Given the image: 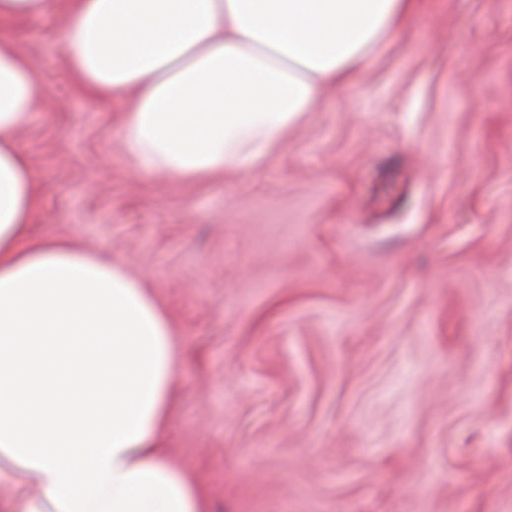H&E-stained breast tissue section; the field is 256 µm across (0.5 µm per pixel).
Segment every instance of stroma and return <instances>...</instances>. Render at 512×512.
Returning <instances> with one entry per match:
<instances>
[{"mask_svg": "<svg viewBox=\"0 0 512 512\" xmlns=\"http://www.w3.org/2000/svg\"><path fill=\"white\" fill-rule=\"evenodd\" d=\"M19 21L33 235L167 311L161 439L210 512H512V0H418L257 174L136 171L125 100Z\"/></svg>", "mask_w": 512, "mask_h": 512, "instance_id": "obj_1", "label": "stroma"}]
</instances>
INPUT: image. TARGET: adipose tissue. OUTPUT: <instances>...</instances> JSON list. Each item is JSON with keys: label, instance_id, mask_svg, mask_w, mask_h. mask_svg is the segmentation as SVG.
<instances>
[{"label": "adipose tissue", "instance_id": "ef3b65f1", "mask_svg": "<svg viewBox=\"0 0 512 512\" xmlns=\"http://www.w3.org/2000/svg\"><path fill=\"white\" fill-rule=\"evenodd\" d=\"M56 0H0V461L36 494L11 512H209L158 446L178 375L165 311L117 264L33 236L38 195L13 144L41 93L6 32ZM417 0H69L60 33L91 96L133 95L120 136L139 170L254 175L324 87Z\"/></svg>", "mask_w": 512, "mask_h": 512}]
</instances>
